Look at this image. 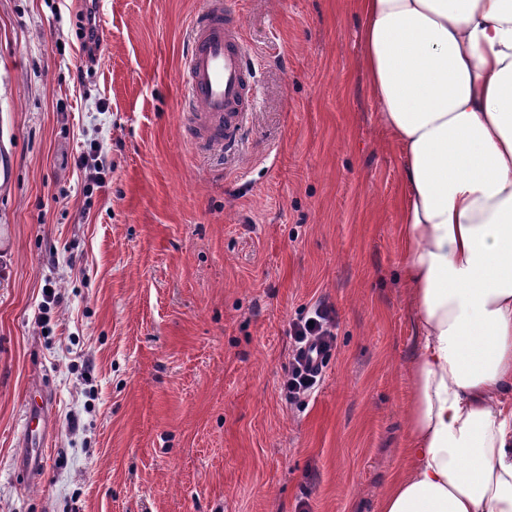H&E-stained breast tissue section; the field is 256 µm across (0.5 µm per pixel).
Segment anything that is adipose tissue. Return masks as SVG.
<instances>
[{
	"mask_svg": "<svg viewBox=\"0 0 512 512\" xmlns=\"http://www.w3.org/2000/svg\"><path fill=\"white\" fill-rule=\"evenodd\" d=\"M415 313L379 512H512V0H355Z\"/></svg>",
	"mask_w": 512,
	"mask_h": 512,
	"instance_id": "ef3b65f1",
	"label": "adipose tissue"
}]
</instances>
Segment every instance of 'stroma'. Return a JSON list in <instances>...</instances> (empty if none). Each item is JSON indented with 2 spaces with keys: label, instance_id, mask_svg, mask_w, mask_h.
<instances>
[{
  "label": "stroma",
  "instance_id": "1",
  "mask_svg": "<svg viewBox=\"0 0 512 512\" xmlns=\"http://www.w3.org/2000/svg\"><path fill=\"white\" fill-rule=\"evenodd\" d=\"M204 2L98 0L92 59L85 0H0V512H379L400 469L404 159L354 0H234L257 105L243 147L211 155L178 79ZM319 302L335 345L291 403L289 325ZM43 394L31 484L21 419ZM92 6L88 8L84 16V24H82L81 37L84 40V47L90 53L95 55L103 51L102 38L99 33V28L96 20V2L91 1ZM104 162L100 144L92 140L89 142L87 151L77 159L76 165L86 172L89 171L87 179L90 183L101 186L100 184H104ZM49 399L44 395L42 406L39 408V414L43 420V428L40 435L30 437L32 448H26L22 453L19 470L25 476L26 481H36L42 478L47 463V448L45 443L46 436L49 435L48 417H49Z\"/></svg>",
  "mask_w": 512,
  "mask_h": 512
}]
</instances>
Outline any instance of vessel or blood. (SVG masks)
Masks as SVG:
<instances>
[{
	"instance_id": "1",
	"label": "vessel or blood",
	"mask_w": 512,
	"mask_h": 512,
	"mask_svg": "<svg viewBox=\"0 0 512 512\" xmlns=\"http://www.w3.org/2000/svg\"><path fill=\"white\" fill-rule=\"evenodd\" d=\"M179 80L185 88L183 109L192 118V142L209 152L237 149L255 110L257 80L240 17L229 0H206L192 19ZM46 463L44 436L32 438L20 472L26 480H39Z\"/></svg>"
}]
</instances>
